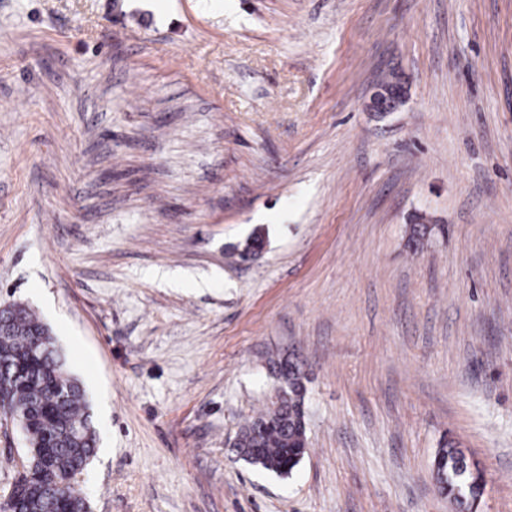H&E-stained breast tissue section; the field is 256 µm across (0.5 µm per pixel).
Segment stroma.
Here are the masks:
<instances>
[{"label": "stroma", "instance_id": "35a3bbf8", "mask_svg": "<svg viewBox=\"0 0 512 512\" xmlns=\"http://www.w3.org/2000/svg\"><path fill=\"white\" fill-rule=\"evenodd\" d=\"M12 303L86 390L90 512H455L449 439L512 512V0H0ZM277 355L286 478L231 447ZM407 101L405 79L401 75L381 81L366 108L370 112H395ZM273 369L282 383L288 384L276 393L275 402L288 399L276 410L269 408L243 426L234 442L241 460L279 477L290 476L307 451L305 425V375L298 361L278 358ZM265 427V430H262ZM255 448H260L256 450Z\"/></svg>", "mask_w": 512, "mask_h": 512}]
</instances>
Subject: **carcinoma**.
<instances>
[{
  "label": "carcinoma",
  "instance_id": "1",
  "mask_svg": "<svg viewBox=\"0 0 512 512\" xmlns=\"http://www.w3.org/2000/svg\"><path fill=\"white\" fill-rule=\"evenodd\" d=\"M36 314L21 304L0 308V375L15 376L0 400V418L27 423L25 473L13 481L9 507L14 512H84L76 476L96 450L85 392ZM288 384V403L268 409L243 426L234 442L241 460L265 472L287 477L300 464L307 443L305 375L299 362L272 361ZM442 490L460 512L481 499L483 473L471 467L462 449L448 440L434 457Z\"/></svg>",
  "mask_w": 512,
  "mask_h": 512
}]
</instances>
